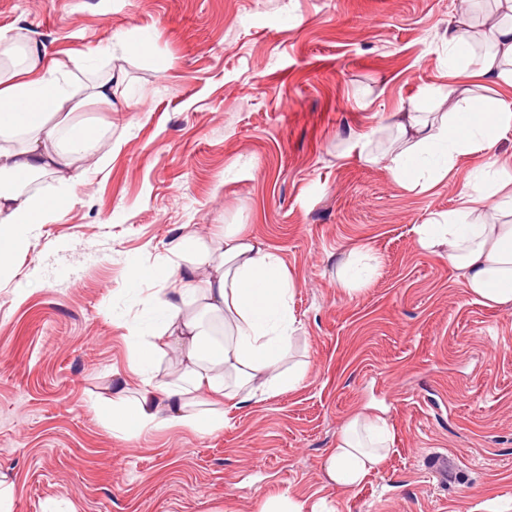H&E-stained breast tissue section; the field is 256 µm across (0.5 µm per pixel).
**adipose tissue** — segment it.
Listing matches in <instances>:
<instances>
[{
    "label": "adipose tissue",
    "mask_w": 512,
    "mask_h": 512,
    "mask_svg": "<svg viewBox=\"0 0 512 512\" xmlns=\"http://www.w3.org/2000/svg\"><path fill=\"white\" fill-rule=\"evenodd\" d=\"M496 2L503 20L482 35L488 50L472 43V11L461 12L448 30V74L455 82L446 96L457 99L455 110L424 111L428 95L420 93L407 111L378 126V133L394 134L385 153L375 151L369 134L349 139L346 152L371 164L387 162L405 188L427 190L462 173L458 207L416 225L417 242L446 249L471 296L488 306H512V159L492 155L512 131V0ZM122 80L121 72L110 71L77 83L41 43L0 34V268L27 250L32 225L55 223L65 213L71 184L53 195L29 186L46 171L64 174L74 155L98 141L99 128L78 113L89 103L111 105ZM490 82L500 87L498 96H485ZM175 251L188 266L164 270L170 288L141 299L155 316L153 328L130 329V371L140 387L135 398L121 392L113 401L116 434L160 426L213 430L223 426L224 415L211 396L272 395L293 389L305 374L301 367H280L296 329L294 285L273 251L229 228L206 240L185 236ZM167 348L179 352L182 371L162 380L156 359ZM390 442L385 418L352 417L327 455L325 479L358 486L387 457Z\"/></svg>",
    "instance_id": "ef3b65f1"
}]
</instances>
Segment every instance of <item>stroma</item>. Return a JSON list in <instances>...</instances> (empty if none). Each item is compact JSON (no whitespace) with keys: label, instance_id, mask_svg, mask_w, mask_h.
Listing matches in <instances>:
<instances>
[{"label":"stroma","instance_id":"stroma-1","mask_svg":"<svg viewBox=\"0 0 512 512\" xmlns=\"http://www.w3.org/2000/svg\"><path fill=\"white\" fill-rule=\"evenodd\" d=\"M457 0H0V29L62 62L114 34L125 82L87 117L103 135L71 168L62 218L34 226L0 273V475L11 512H260L288 497L329 512H512V307L471 297L415 225L454 208L344 156L349 136L433 89L449 112ZM240 225L294 283V389L224 402L215 431L112 432L140 299L188 232ZM375 276L342 282L355 247ZM145 277L135 281L133 269ZM362 412L392 451L357 488L323 479ZM448 459L440 477L431 460ZM117 49L128 55H146L150 51V46L143 40L118 34L113 37L112 44L99 45L93 49L92 54L93 56L112 55Z\"/></svg>","mask_w":512,"mask_h":512}]
</instances>
